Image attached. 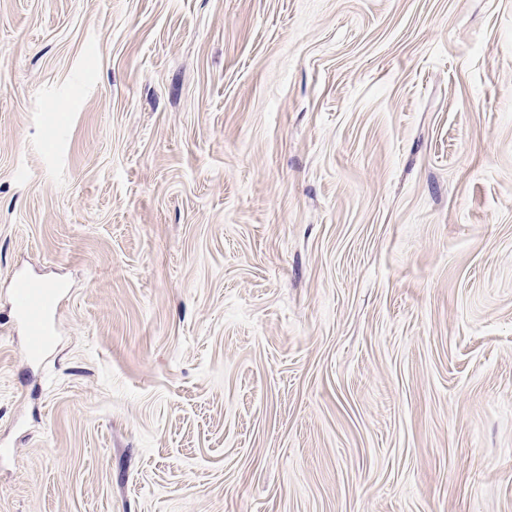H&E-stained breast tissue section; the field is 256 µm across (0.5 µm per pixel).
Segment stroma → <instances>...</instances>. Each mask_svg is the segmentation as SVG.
Wrapping results in <instances>:
<instances>
[{
	"label": "stroma",
	"instance_id": "35a3bbf8",
	"mask_svg": "<svg viewBox=\"0 0 512 512\" xmlns=\"http://www.w3.org/2000/svg\"><path fill=\"white\" fill-rule=\"evenodd\" d=\"M0 512H512V0H0ZM59 290L31 281L18 279L13 289L15 313L25 328V345L31 357H39L53 343V314Z\"/></svg>",
	"mask_w": 512,
	"mask_h": 512
}]
</instances>
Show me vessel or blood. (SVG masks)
Masks as SVG:
<instances>
[{
    "instance_id": "obj_1",
    "label": "vessel or blood",
    "mask_w": 512,
    "mask_h": 512,
    "mask_svg": "<svg viewBox=\"0 0 512 512\" xmlns=\"http://www.w3.org/2000/svg\"><path fill=\"white\" fill-rule=\"evenodd\" d=\"M59 291L27 278L18 279L13 290L15 313L25 329V345L31 357H39L53 343V314Z\"/></svg>"
}]
</instances>
